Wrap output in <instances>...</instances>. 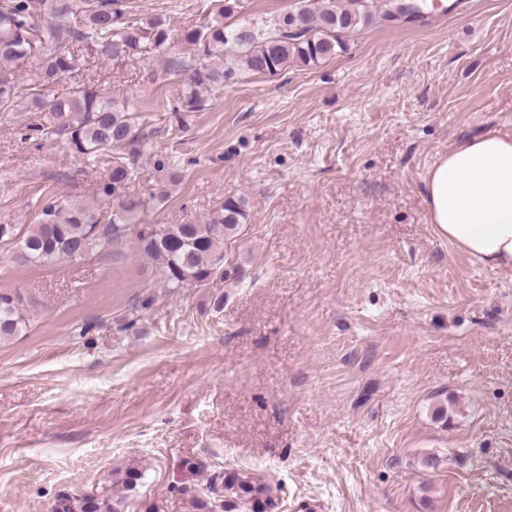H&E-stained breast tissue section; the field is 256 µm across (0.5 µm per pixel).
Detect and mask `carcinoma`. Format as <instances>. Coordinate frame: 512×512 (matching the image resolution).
Instances as JSON below:
<instances>
[{"label": "carcinoma", "instance_id": "carcinoma-1", "mask_svg": "<svg viewBox=\"0 0 512 512\" xmlns=\"http://www.w3.org/2000/svg\"><path fill=\"white\" fill-rule=\"evenodd\" d=\"M120 0H0V112H35L37 119L22 127L28 140L61 138L72 152L95 163L108 159L107 177L99 188L117 208L111 224L100 227L94 210L57 197L45 198L38 222L20 235L12 224H0V241L13 240L15 259L29 266H51L64 259L89 256L102 242L118 239L135 229L142 253L157 261L162 287L171 290L205 286L224 280V242L247 219L246 200L228 197L205 224H138L145 209L168 199L163 175L145 198L129 197L126 186L137 179L141 143L148 133L137 131V116L129 102L105 96L82 74L76 87L60 96H48L55 83L88 67L84 52L94 51L121 66L140 55H166L170 36L155 18L147 29L137 27L119 8ZM384 19L395 18L391 3L382 0H312L296 14L306 27L291 29L292 13L269 27L253 21L230 27L221 19L184 33L196 55L174 61L188 73L179 105L173 108L181 126L184 114L199 112L202 95L237 77V69L276 75L292 65L316 66L346 49L342 37L373 23L372 7ZM53 46L46 54L44 49ZM237 58L238 67L224 66V56ZM38 64L26 85L4 74L31 59ZM29 318L23 297L0 292V344L26 332ZM204 492L212 509L242 507L247 512H273L278 507L271 488L261 480L235 473L213 474ZM122 501L112 493H66L57 497L55 512H121Z\"/></svg>", "mask_w": 512, "mask_h": 512}]
</instances>
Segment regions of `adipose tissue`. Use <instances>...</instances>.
Returning a JSON list of instances; mask_svg holds the SVG:
<instances>
[{
  "mask_svg": "<svg viewBox=\"0 0 512 512\" xmlns=\"http://www.w3.org/2000/svg\"><path fill=\"white\" fill-rule=\"evenodd\" d=\"M429 221L485 266L512 270V138L487 135L437 159L425 176Z\"/></svg>",
  "mask_w": 512,
  "mask_h": 512,
  "instance_id": "ef3b65f1",
  "label": "adipose tissue"
}]
</instances>
